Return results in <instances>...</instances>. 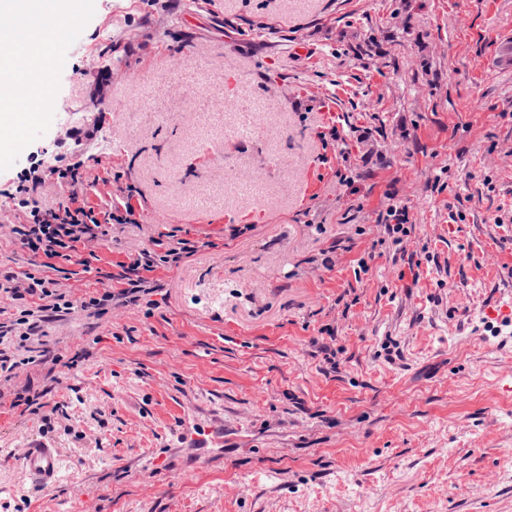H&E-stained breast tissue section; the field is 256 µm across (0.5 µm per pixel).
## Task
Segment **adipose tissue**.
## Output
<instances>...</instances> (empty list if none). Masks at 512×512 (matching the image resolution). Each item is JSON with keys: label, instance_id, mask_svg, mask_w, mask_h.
Here are the masks:
<instances>
[{"label": "adipose tissue", "instance_id": "ef3b65f1", "mask_svg": "<svg viewBox=\"0 0 512 512\" xmlns=\"http://www.w3.org/2000/svg\"><path fill=\"white\" fill-rule=\"evenodd\" d=\"M51 33L36 31L22 41L0 30V137L13 136L22 103H36L44 91V65L55 53Z\"/></svg>", "mask_w": 512, "mask_h": 512}]
</instances>
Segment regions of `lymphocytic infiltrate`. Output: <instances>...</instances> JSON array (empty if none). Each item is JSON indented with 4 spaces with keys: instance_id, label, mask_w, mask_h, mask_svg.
<instances>
[{
    "instance_id": "f902f5d3",
    "label": "lymphocytic infiltrate",
    "mask_w": 512,
    "mask_h": 512,
    "mask_svg": "<svg viewBox=\"0 0 512 512\" xmlns=\"http://www.w3.org/2000/svg\"><path fill=\"white\" fill-rule=\"evenodd\" d=\"M57 179L65 195L57 207H42L39 195L49 179ZM83 179L81 163L53 168L51 173L36 170L25 174L16 188L15 205L23 209L26 221L12 226L18 244L34 257L32 270L0 274V294L9 297L18 311L17 317L0 320V384L12 381L21 365V357L30 352L34 341L45 335L48 324L59 322L75 311L100 317L115 307L138 305L148 290L145 275L158 263H176L194 253L190 241L170 235L164 255L144 249L130 257L124 269L129 275L125 287L108 289L82 299L71 298L55 280L43 276V259H70L78 249L91 246L109 233V223L133 224L137 211L128 199L113 202L108 224L98 222L93 207L80 202L76 187Z\"/></svg>"
}]
</instances>
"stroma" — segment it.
Returning <instances> with one entry per match:
<instances>
[{"instance_id":"35a3bbf8","label":"stroma","mask_w":512,"mask_h":512,"mask_svg":"<svg viewBox=\"0 0 512 512\" xmlns=\"http://www.w3.org/2000/svg\"><path fill=\"white\" fill-rule=\"evenodd\" d=\"M77 16L0 202L93 126L85 200L136 188L140 221L53 278L79 298L172 230L204 246L138 305L49 326L85 361L17 370L50 384L53 427L0 397V512H512V324L485 315L512 297V0ZM35 441L62 461L48 492ZM385 233L392 238V243L399 245L402 242V236H407V230L404 225L408 222V206L406 204L393 205L387 212ZM392 222H394L392 224ZM22 466L28 479L45 491L53 489L58 480V453L45 444H33L22 453Z\"/></svg>"}]
</instances>
